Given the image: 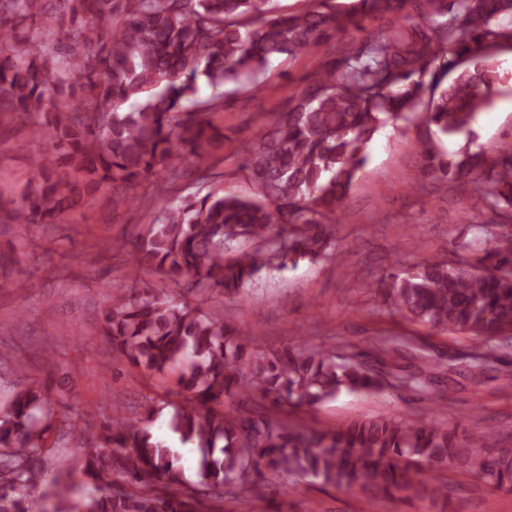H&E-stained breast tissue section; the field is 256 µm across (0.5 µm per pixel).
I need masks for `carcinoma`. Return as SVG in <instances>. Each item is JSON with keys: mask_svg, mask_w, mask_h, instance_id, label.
Returning <instances> with one entry per match:
<instances>
[{"mask_svg": "<svg viewBox=\"0 0 512 512\" xmlns=\"http://www.w3.org/2000/svg\"><path fill=\"white\" fill-rule=\"evenodd\" d=\"M265 3L0 0V118L20 121L34 147L22 193L0 191V223H62L104 188L113 203L132 204L150 176L164 169L177 178L168 166L175 152L206 182L211 149L224 141L207 115L224 96H255L272 60L314 56L340 37L338 54L320 60L245 148L234 175L255 194L185 196L131 241L139 270L189 293L238 294L264 269L339 255L333 224L380 125L420 120L438 139L467 129L496 79L485 50L512 41V0H353L343 11L319 0L280 15ZM367 18L378 28L358 43L344 39ZM202 81L214 91L207 99ZM424 164L434 181L469 187L512 220V134L490 153L428 148ZM366 287L379 305L437 333L510 340L512 233L495 235L473 260L426 262ZM103 332L131 364L176 375V391L149 398L142 418L112 420L86 457L94 491L76 499L68 476L46 480L49 391L19 382L0 409V512H220L224 497L256 490L262 467L434 512H448L450 468L512 490V448L489 447L492 429L467 433L411 414L316 430L278 416L343 390H384L388 349L342 362L307 340L264 351L224 316L149 287L112 293ZM420 360L407 376L419 391L457 369ZM168 407L171 431L197 450L193 481L150 431ZM114 473L123 484L107 481Z\"/></svg>", "mask_w": 512, "mask_h": 512, "instance_id": "carcinoma-1", "label": "carcinoma"}]
</instances>
